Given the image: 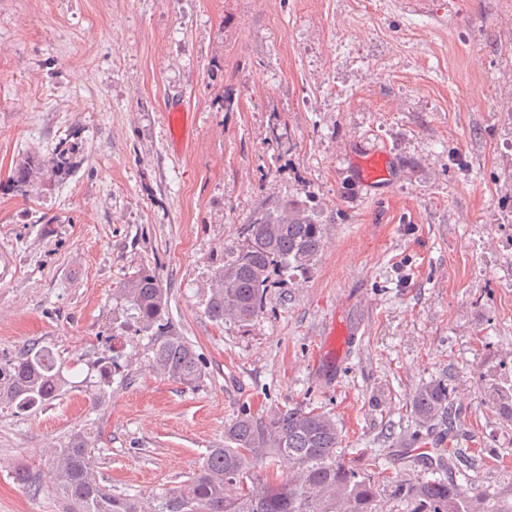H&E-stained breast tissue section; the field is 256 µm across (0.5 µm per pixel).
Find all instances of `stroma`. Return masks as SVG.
Instances as JSON below:
<instances>
[{"mask_svg": "<svg viewBox=\"0 0 512 512\" xmlns=\"http://www.w3.org/2000/svg\"><path fill=\"white\" fill-rule=\"evenodd\" d=\"M172 97L193 114L180 154ZM67 136L76 173L9 190ZM370 147L397 177L368 192L354 160ZM286 198L312 201L322 252L251 325L212 321L217 255ZM0 252V357L50 347L72 382L37 412L0 407V512H64L50 451L76 432L95 437L100 483L147 497L199 470L242 412L293 407L335 419L379 512H413L395 486L431 475L476 481L493 512L512 501V423L489 403L512 365V0H0ZM143 269L204 374L168 378L150 337L128 335L91 402L116 290ZM335 326L349 347L314 371ZM435 380L457 417L427 429L410 399ZM429 440L467 466L409 455Z\"/></svg>", "mask_w": 512, "mask_h": 512, "instance_id": "obj_1", "label": "stroma"}]
</instances>
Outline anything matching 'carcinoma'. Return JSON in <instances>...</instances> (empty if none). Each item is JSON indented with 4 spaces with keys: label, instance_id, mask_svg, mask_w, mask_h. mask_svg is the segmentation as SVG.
<instances>
[{
    "label": "carcinoma",
    "instance_id": "obj_1",
    "mask_svg": "<svg viewBox=\"0 0 512 512\" xmlns=\"http://www.w3.org/2000/svg\"><path fill=\"white\" fill-rule=\"evenodd\" d=\"M79 150L60 140L44 155L25 159L7 182L25 195L36 180L59 177L79 167ZM242 239L224 247L211 269L212 292L206 314L248 325L263 313L267 290L294 272H305L322 251L324 225L310 200L282 199L254 212L245 222ZM125 319L120 335L153 339L154 363L164 375L195 384L203 362L191 344L165 322L168 289L153 271L140 270L119 289ZM115 348L93 365L97 381L90 392L97 400L120 371ZM70 381L49 347H29L13 357H0V407L32 412L53 401ZM492 404L512 422V372L493 388ZM410 405L421 426L430 428L450 409L448 385L430 381L415 390ZM91 437L75 434L63 448H54L52 482L68 512H378L377 488L337 455L341 436L326 412L295 407L260 417L243 413L224 431V447L210 450L198 472L181 486L144 498L114 495L95 478ZM278 460L289 467L278 483L258 474ZM395 491L414 501V512H482L485 491L475 483L455 484L425 478L397 484Z\"/></svg>",
    "mask_w": 512,
    "mask_h": 512
}]
</instances>
